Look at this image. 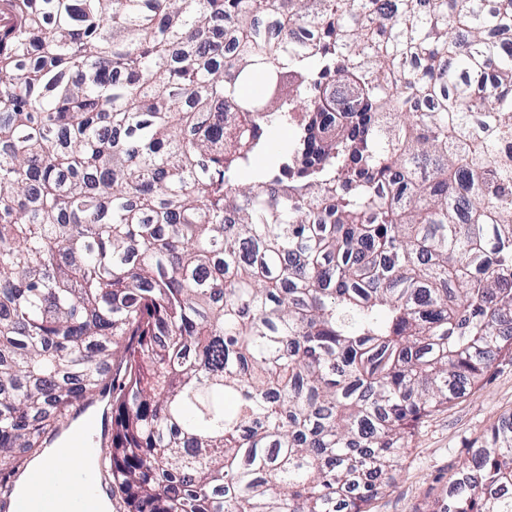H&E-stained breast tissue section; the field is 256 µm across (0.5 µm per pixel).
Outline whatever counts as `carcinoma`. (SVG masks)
I'll use <instances>...</instances> for the list:
<instances>
[{
  "label": "carcinoma",
  "instance_id": "1",
  "mask_svg": "<svg viewBox=\"0 0 512 512\" xmlns=\"http://www.w3.org/2000/svg\"><path fill=\"white\" fill-rule=\"evenodd\" d=\"M511 35L512 0H0V463L118 376L127 512H367L512 358ZM469 508L512 512V421L432 512Z\"/></svg>",
  "mask_w": 512,
  "mask_h": 512
}]
</instances>
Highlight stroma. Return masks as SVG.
Returning <instances> with one entry per match:
<instances>
[{"label": "stroma", "mask_w": 512, "mask_h": 512, "mask_svg": "<svg viewBox=\"0 0 512 512\" xmlns=\"http://www.w3.org/2000/svg\"><path fill=\"white\" fill-rule=\"evenodd\" d=\"M512 417V360H498L476 390L465 394L415 430L399 475L368 505L369 512H430L449 479L470 459L490 428Z\"/></svg>", "instance_id": "stroma-1"}]
</instances>
